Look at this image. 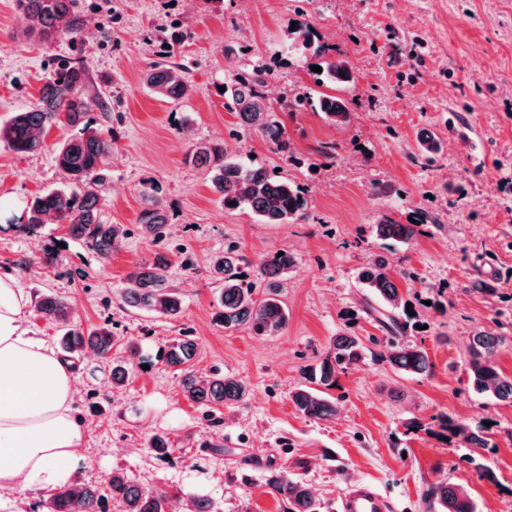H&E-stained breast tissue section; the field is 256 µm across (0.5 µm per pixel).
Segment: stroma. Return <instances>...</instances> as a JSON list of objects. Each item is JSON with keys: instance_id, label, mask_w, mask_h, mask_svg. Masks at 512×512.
<instances>
[{"instance_id": "1", "label": "stroma", "mask_w": 512, "mask_h": 512, "mask_svg": "<svg viewBox=\"0 0 512 512\" xmlns=\"http://www.w3.org/2000/svg\"><path fill=\"white\" fill-rule=\"evenodd\" d=\"M78 9L85 26L77 38L44 40L15 0H0V122L36 103L53 57L83 60L105 94L92 124L112 135L101 205L130 235L105 259L70 239L65 225L25 229L28 199L63 183L55 149L72 130L56 126L35 153L0 144V273L19 276L32 294L53 291L74 323L109 324L148 360L118 391L109 362L91 353L74 360L87 457L80 481L102 482L120 468L175 501L206 496L220 512H286L266 486L285 470L311 486L319 512L359 482L390 495L397 512H431L427 491L445 479L476 512H507L512 404L474 392L468 342L475 330L500 329L496 365L512 377V0H78ZM306 19L353 68V82L335 90L349 103L350 125L284 107L291 92L322 91L309 58L288 50L292 22ZM168 53L193 89L176 101L143 83ZM258 67L273 73L265 92L286 128L285 154L239 130L218 91ZM425 129L441 142L429 165L418 156ZM219 141L305 189V215L264 224L249 210L224 209L207 172L188 159L193 146ZM147 183L169 214L161 242L138 230ZM416 209L434 221L411 244L374 236L381 213L405 218ZM229 245L245 256L252 281L277 251L294 255L282 281L288 325L280 334L215 322L221 285L208 262ZM161 252L171 256L170 281L183 299L175 320L120 300L128 273ZM377 260L411 303L417 328L407 338L427 349L428 377L393 369L383 358L385 333L362 311L357 273ZM479 280L496 281L498 295L473 291ZM342 331L361 336L365 362L330 389L335 417L306 419L289 394L302 367L322 359ZM184 335L198 344L199 375L219 370L248 386L241 402L221 408L220 425L186 399L179 373L158 358ZM442 415L485 426L491 447H463L438 427ZM413 420L422 430L408 429ZM158 433L172 441L168 458L149 448ZM205 442L223 444V454L204 452ZM481 464L494 481L480 479Z\"/></svg>"}]
</instances>
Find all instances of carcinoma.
<instances>
[{"label": "carcinoma", "instance_id": "1", "mask_svg": "<svg viewBox=\"0 0 512 512\" xmlns=\"http://www.w3.org/2000/svg\"><path fill=\"white\" fill-rule=\"evenodd\" d=\"M77 0H16L18 10L36 25L39 35L46 39L73 37L83 27V18L76 11ZM290 48L309 52L316 58L322 72L313 73L315 81L335 87L350 82L351 68L336 49L318 43L316 30L306 23L294 31ZM269 69H256L248 75H237L224 83V98L236 112L242 129L259 132L267 141L288 150L286 129L274 118L264 92ZM89 71L76 59L58 62L40 90L38 103L13 115L0 125V142L16 153H30L43 147L46 130L66 122L77 130L56 150L55 163L67 178L64 186L30 199L24 210L26 228L34 231L44 224L67 225L68 235L81 240L104 258L121 247L128 235L120 224L108 223L100 206L102 188L106 182V160L112 153V138L91 126L87 114L94 105L104 104L103 97L86 94ZM144 83L157 97L178 100L187 97L191 88L182 75V67L174 63L156 62L144 75ZM318 111L334 125L348 124L352 112L346 101L335 95L322 94L316 99ZM192 161L209 172L211 186L220 194L227 209L244 207L265 224H288L298 220L307 209L305 193L285 179L255 168L229 155L224 143L209 144L193 149ZM168 212L162 201L154 198L140 217L141 231L157 240L165 238ZM433 223L425 212H418L414 221L404 223L391 213H383L374 224L381 239L409 243L420 234V227ZM244 256L234 249L211 258L209 270L224 284L217 299V319L224 328L246 327L258 335H275L288 323V311L280 299L283 276L294 266L293 255L285 251L263 262L258 269L266 281L264 297H256L255 287L243 277ZM170 260L164 254L154 262L139 266L131 272L121 289L122 304L128 308L176 317L182 312V299L168 279ZM360 285L368 290V300L379 308L372 309L376 321L388 333L389 352L386 361L411 376H427L433 363L428 352L403 341L402 333L408 321L399 309L406 308L391 272L381 262H369L358 273ZM36 311L43 319L62 328L58 338L67 357L93 352L107 357L118 344L108 324L84 328L70 321L69 307L60 296L41 294ZM502 337L491 331H478L468 345L469 379L482 393L506 403H512V378L505 377L496 367L494 358ZM365 346L348 333L335 336L325 358L316 365L303 367L304 383L290 394L298 412L310 420H326L336 415V401L328 389L336 383V375L363 364ZM197 352L194 341L187 337L170 339L164 349V363L182 374L184 394L192 404L208 410L216 406L232 407L248 394L241 380L214 371L202 378L191 369ZM440 426L467 447L488 448L490 441L480 427L458 423L444 416ZM267 487L289 505L287 512H316V499L311 488L287 474L272 475ZM428 497L439 512H475L471 498L459 486L450 482L432 485ZM117 505L121 512H175L169 497L150 490L126 474L115 471L106 487L77 483L59 488L45 503L47 512H105L106 502Z\"/></svg>", "mask_w": 512, "mask_h": 512}]
</instances>
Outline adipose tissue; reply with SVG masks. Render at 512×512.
Instances as JSON below:
<instances>
[{"label": "adipose tissue", "mask_w": 512, "mask_h": 512, "mask_svg": "<svg viewBox=\"0 0 512 512\" xmlns=\"http://www.w3.org/2000/svg\"><path fill=\"white\" fill-rule=\"evenodd\" d=\"M31 303L17 276L0 275V512H20L25 493L72 484L86 461L75 373L24 327Z\"/></svg>", "instance_id": "obj_1"}]
</instances>
